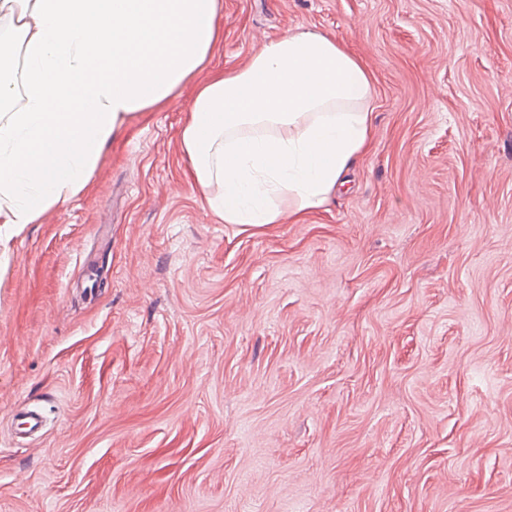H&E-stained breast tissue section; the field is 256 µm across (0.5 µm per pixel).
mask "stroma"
Returning a JSON list of instances; mask_svg holds the SVG:
<instances>
[{"mask_svg":"<svg viewBox=\"0 0 512 512\" xmlns=\"http://www.w3.org/2000/svg\"><path fill=\"white\" fill-rule=\"evenodd\" d=\"M221 26L217 68L299 26L346 43L372 148L305 223L219 224L184 96L0 230V512H512V0H224Z\"/></svg>","mask_w":512,"mask_h":512,"instance_id":"35a3bbf8","label":"stroma"}]
</instances>
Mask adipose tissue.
Here are the masks:
<instances>
[{
    "instance_id": "obj_1",
    "label": "adipose tissue",
    "mask_w": 512,
    "mask_h": 512,
    "mask_svg": "<svg viewBox=\"0 0 512 512\" xmlns=\"http://www.w3.org/2000/svg\"><path fill=\"white\" fill-rule=\"evenodd\" d=\"M224 0H0V226L80 195L138 115L192 95L178 149L221 224H299L372 143L374 76L299 27L211 68Z\"/></svg>"
}]
</instances>
